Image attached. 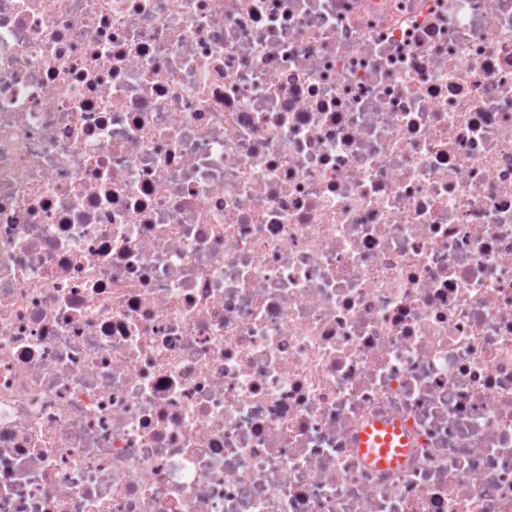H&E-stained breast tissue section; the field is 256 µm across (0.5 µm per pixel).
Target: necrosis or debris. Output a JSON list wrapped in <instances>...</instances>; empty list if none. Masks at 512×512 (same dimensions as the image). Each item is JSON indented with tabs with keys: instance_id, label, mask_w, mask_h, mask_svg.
<instances>
[{
	"instance_id": "necrosis-or-debris-1",
	"label": "necrosis or debris",
	"mask_w": 512,
	"mask_h": 512,
	"mask_svg": "<svg viewBox=\"0 0 512 512\" xmlns=\"http://www.w3.org/2000/svg\"><path fill=\"white\" fill-rule=\"evenodd\" d=\"M0 512H512V0H0Z\"/></svg>"
}]
</instances>
